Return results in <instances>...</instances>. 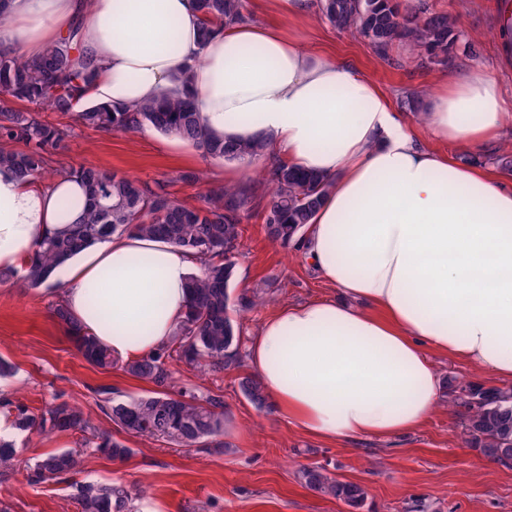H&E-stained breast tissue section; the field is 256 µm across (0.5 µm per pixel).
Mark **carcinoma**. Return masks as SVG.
<instances>
[{"instance_id":"carcinoma-1","label":"carcinoma","mask_w":512,"mask_h":512,"mask_svg":"<svg viewBox=\"0 0 512 512\" xmlns=\"http://www.w3.org/2000/svg\"><path fill=\"white\" fill-rule=\"evenodd\" d=\"M197 2L204 42L218 32V26L244 16L241 0ZM317 8L336 29L361 35L384 60L390 59L389 51L396 43L406 41L422 60L445 64L449 52L462 40L453 17L424 5L409 12L401 8L399 0H319ZM79 35V28H73L69 37L48 46L36 58L0 49V165L12 166L22 177L44 178L63 172L80 179L88 194L79 223L63 235L42 239L24 276L0 271V280H11L21 289L37 288L57 267L84 249L130 233L164 240L200 258V272L188 278L189 305L184 320L167 345L142 358L124 362L112 355L111 349L82 331L63 303L55 305L54 314L73 335L87 363L102 369L119 363L131 376L153 385L147 395L130 401H117L110 397V388H98L102 409L113 425L170 445L214 443L219 447V438L224 436V396L187 391L172 394V362L185 358L213 372L237 362L240 329L229 314V304L243 220L258 216L268 240L288 246L312 223L331 183L320 174L301 171L271 156V146L262 138L226 142L203 129L191 88L190 66L180 73L178 87L138 107L88 103L85 92L96 77L97 66L88 58L77 62L80 51L75 38ZM23 101L61 114L76 110L80 122L94 130L134 133L151 126L202 150L211 159L247 164L263 160L266 166L261 178L212 190L199 206L182 202L160 184L151 187L96 166L59 171L52 166V155L63 142L64 130L39 112L20 108L18 103ZM240 389L256 407L266 405L257 379L241 378ZM448 389L452 402L464 409L468 441L486 457L512 465V389L476 383L450 385ZM0 411L20 431L81 434L78 447L48 453L32 465L25 464L31 476L39 480L76 473L82 456L90 449L120 460L131 453L111 430L95 425L78 405L51 404L34 414L1 395ZM19 466L13 444L0 439V478ZM301 479L309 488L342 501L349 512H362L365 506L367 492L362 485L332 477L320 466L303 468ZM75 501L79 512H139L131 493L112 484L80 485Z\"/></svg>"}]
</instances>
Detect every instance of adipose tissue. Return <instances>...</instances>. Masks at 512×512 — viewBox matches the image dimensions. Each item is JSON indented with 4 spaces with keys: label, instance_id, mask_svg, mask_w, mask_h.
<instances>
[{
    "label": "adipose tissue",
    "instance_id": "obj_1",
    "mask_svg": "<svg viewBox=\"0 0 512 512\" xmlns=\"http://www.w3.org/2000/svg\"><path fill=\"white\" fill-rule=\"evenodd\" d=\"M76 26L99 67L88 100L138 105L188 67L206 129L267 139L330 179L299 247L332 292L281 307L248 349L280 415L333 441L417 431L444 386L433 351L512 380V183L446 150L480 153L512 128V103L486 68L429 90L413 125L393 94L284 27L248 18L201 42L195 0H13L0 46L35 57ZM85 207L74 177L0 166V269L24 274L36 243ZM199 266L181 248L125 235L51 282L85 332L134 359L169 342Z\"/></svg>",
    "mask_w": 512,
    "mask_h": 512
}]
</instances>
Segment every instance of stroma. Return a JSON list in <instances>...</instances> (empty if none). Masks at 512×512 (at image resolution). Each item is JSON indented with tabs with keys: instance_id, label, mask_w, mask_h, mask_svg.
<instances>
[{
	"instance_id": "1",
	"label": "stroma",
	"mask_w": 512,
	"mask_h": 512,
	"mask_svg": "<svg viewBox=\"0 0 512 512\" xmlns=\"http://www.w3.org/2000/svg\"><path fill=\"white\" fill-rule=\"evenodd\" d=\"M425 2L457 19L476 55L460 48L447 64L420 66L401 44L387 61L357 34L338 31L317 17L297 33L307 44L326 45L338 60L394 94L427 90L463 66L494 67L493 0ZM46 118L65 132L54 167L97 166L132 175L152 186L164 185L172 196L194 205L224 184L221 162L152 128L128 135L87 128L73 113L50 112ZM234 288L269 293L267 302L235 317L244 350L261 323L282 305L328 292L301 250L271 243L255 217L243 223ZM56 302L53 293L21 291L0 281V359L12 367L10 376L0 377V393L34 412L53 402L77 403L94 423L106 424L96 387L111 386L114 396L124 398L146 393L149 385L121 367L103 371L83 361L65 325L53 314ZM172 370L174 390L223 395L227 420L222 448L167 445L117 428L115 438L132 450L126 459L87 452L69 482L31 483L25 473L14 474L0 483V502L10 512H78L76 485L114 484L144 489V512H347L340 500L305 487L301 468L317 465L364 486V512H512V466H502L470 447L461 410L447 401H440L414 433L391 440L332 443L305 433L274 409H256L239 388L241 378L251 372L248 363L211 373L177 361ZM8 439L20 459L32 462L75 447L79 437L15 429Z\"/></svg>"
}]
</instances>
